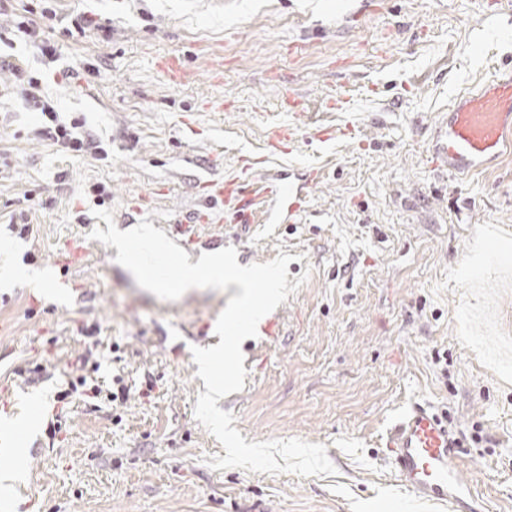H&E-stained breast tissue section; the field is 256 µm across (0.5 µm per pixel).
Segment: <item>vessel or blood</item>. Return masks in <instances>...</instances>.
Listing matches in <instances>:
<instances>
[{
	"label": "vessel or blood",
	"instance_id": "obj_1",
	"mask_svg": "<svg viewBox=\"0 0 512 512\" xmlns=\"http://www.w3.org/2000/svg\"><path fill=\"white\" fill-rule=\"evenodd\" d=\"M427 154L436 171L471 175L512 154V69H499L472 90L456 94L441 112ZM252 175L228 181L215 194L230 207L239 233L257 224H293L305 210L308 170L297 178L292 167L254 157ZM387 459L401 485L417 500L449 512H484L482 500L461 476L463 462L448 426L430 405L413 404L386 431Z\"/></svg>",
	"mask_w": 512,
	"mask_h": 512
}]
</instances>
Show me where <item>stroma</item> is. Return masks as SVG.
Listing matches in <instances>:
<instances>
[{"label":"stroma","instance_id":"35a3bbf8","mask_svg":"<svg viewBox=\"0 0 512 512\" xmlns=\"http://www.w3.org/2000/svg\"><path fill=\"white\" fill-rule=\"evenodd\" d=\"M53 7L99 26L73 38L46 29L60 52L52 70L21 45L15 58L108 157L39 135L38 112L0 73V512H435L386 459V430L414 402L447 420L486 512H512V157L443 178L425 154L452 96L512 65V21L496 0ZM169 55L183 82L157 70ZM83 63L98 76L67 79ZM275 123L298 124L287 161L320 177L302 219L238 245L263 262L291 255L296 290L242 342L244 388L218 406L246 442L326 445L332 476L212 469L225 450L194 418L205 385L191 349L219 344L238 288L159 299L89 237L103 208L122 231L219 210L206 181L241 176ZM327 125L353 132L327 146L315 136ZM19 217L33 227L24 238ZM84 357L102 389L123 378L125 402L57 403Z\"/></svg>","mask_w":512,"mask_h":512}]
</instances>
